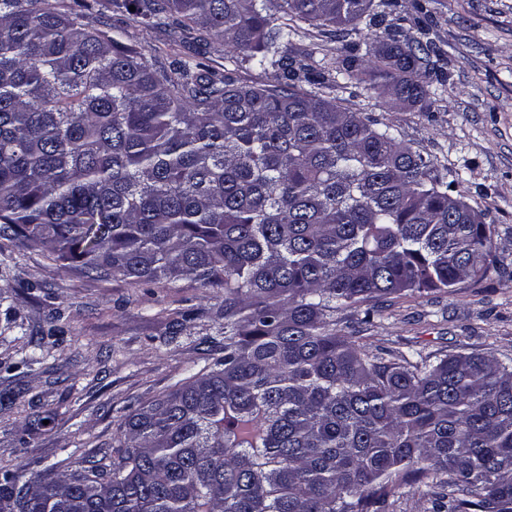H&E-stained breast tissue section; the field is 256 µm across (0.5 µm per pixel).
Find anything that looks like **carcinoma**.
<instances>
[{
    "label": "carcinoma",
    "mask_w": 512,
    "mask_h": 512,
    "mask_svg": "<svg viewBox=\"0 0 512 512\" xmlns=\"http://www.w3.org/2000/svg\"><path fill=\"white\" fill-rule=\"evenodd\" d=\"M124 0L196 32L275 85L206 65L153 68L121 29L67 0H0V239L97 278L224 288L219 356L120 425L108 464L21 481L0 512H380L429 479L436 512H512V367L435 362L336 332V314L483 279L495 229L459 174L390 127L308 90L332 73L282 51L300 22L376 43L364 67L388 112H428L433 20L399 37L383 0Z\"/></svg>",
    "instance_id": "obj_1"
}]
</instances>
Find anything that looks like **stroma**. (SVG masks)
Listing matches in <instances>:
<instances>
[{
	"instance_id": "1",
	"label": "stroma",
	"mask_w": 512,
	"mask_h": 512,
	"mask_svg": "<svg viewBox=\"0 0 512 512\" xmlns=\"http://www.w3.org/2000/svg\"><path fill=\"white\" fill-rule=\"evenodd\" d=\"M422 4L437 22L448 71L431 83V111H383L369 73L337 77L328 97L392 127L398 138L464 179L466 201L486 214L497 261L485 278L451 291L382 298L372 316L338 322L373 348L407 354H493L512 366V0H399L397 15ZM97 30L123 29L145 60L200 62L217 75L274 84L225 53L190 43L186 32L133 19L113 0H74ZM291 56L318 65L342 57L328 32L301 24ZM224 325V293L183 278L132 284L95 279L17 244L0 247V467L31 478L56 466L111 457L118 426L141 403L208 366L206 345Z\"/></svg>"
}]
</instances>
